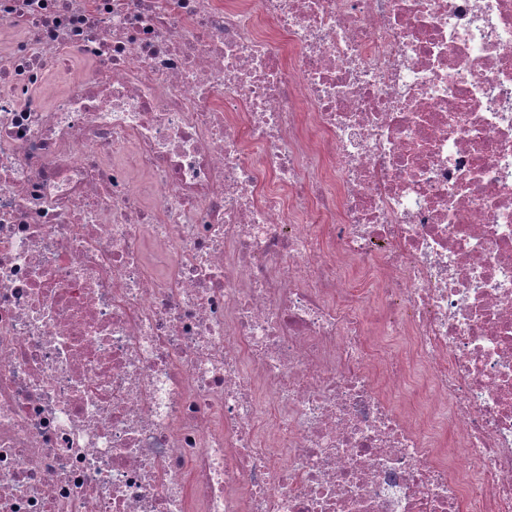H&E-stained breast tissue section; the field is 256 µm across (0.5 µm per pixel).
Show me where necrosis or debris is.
I'll return each mask as SVG.
<instances>
[{
    "label": "necrosis or debris",
    "mask_w": 512,
    "mask_h": 512,
    "mask_svg": "<svg viewBox=\"0 0 512 512\" xmlns=\"http://www.w3.org/2000/svg\"><path fill=\"white\" fill-rule=\"evenodd\" d=\"M16 28L0 512H512V0Z\"/></svg>",
    "instance_id": "1"
}]
</instances>
